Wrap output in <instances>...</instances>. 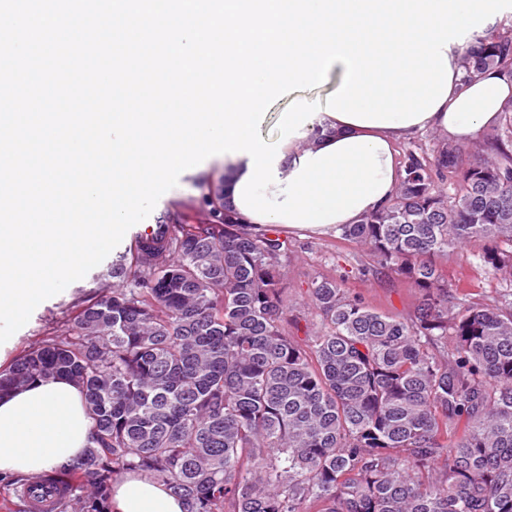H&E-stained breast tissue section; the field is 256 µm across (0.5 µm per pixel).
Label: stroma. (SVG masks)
Here are the masks:
<instances>
[{
    "label": "stroma",
    "mask_w": 512,
    "mask_h": 512,
    "mask_svg": "<svg viewBox=\"0 0 512 512\" xmlns=\"http://www.w3.org/2000/svg\"><path fill=\"white\" fill-rule=\"evenodd\" d=\"M223 174L224 168L220 165L183 171L177 186L161 196L147 218L148 223H178L184 212L197 205L206 191L207 181L218 180ZM136 234V229H129L109 258L61 293L41 302L27 324L0 344V362L10 363L22 350L60 334L71 321L74 304L85 297L104 294L112 284L113 259L127 253ZM288 242L293 250V261L284 297L291 317L308 318V289L312 280L319 276L344 278L352 293L386 313L408 317L416 311L420 302L418 289L400 276L372 273L370 257L356 244L341 239L339 231L322 235L295 231L289 233ZM437 265L449 285L477 302L494 301L502 286L501 279L477 264L466 250L448 251L438 258Z\"/></svg>",
    "instance_id": "1"
}]
</instances>
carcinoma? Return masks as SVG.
<instances>
[{"label":"carcinoma","instance_id":"1","mask_svg":"<svg viewBox=\"0 0 512 512\" xmlns=\"http://www.w3.org/2000/svg\"><path fill=\"white\" fill-rule=\"evenodd\" d=\"M462 81L512 71V22L458 47ZM476 136L415 143L393 197L341 238L419 289L413 316L380 312L335 277L308 288L295 335L273 226L224 210L183 216L112 264V294L0 369V395L78 383L88 450L69 464L75 512H104L112 478L165 485L186 512H512V287L492 304L448 286L435 257L479 246L512 283V104Z\"/></svg>","mask_w":512,"mask_h":512}]
</instances>
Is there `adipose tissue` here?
I'll return each instance as SVG.
<instances>
[{
    "instance_id": "ef3b65f1",
    "label": "adipose tissue",
    "mask_w": 512,
    "mask_h": 512,
    "mask_svg": "<svg viewBox=\"0 0 512 512\" xmlns=\"http://www.w3.org/2000/svg\"><path fill=\"white\" fill-rule=\"evenodd\" d=\"M511 102L512 73L493 68L467 84L453 79L438 110L407 127H361L322 112L305 126L304 137L285 144L277 167L289 176L304 154L359 136L385 141V149L378 152L383 160L397 153L402 141L426 129H437L451 141H467L478 130L494 127ZM89 428L84 394L70 379L50 377L0 396V476L34 478L79 458ZM111 507L112 512H184L182 501L165 486L133 476L113 483Z\"/></svg>"
}]
</instances>
